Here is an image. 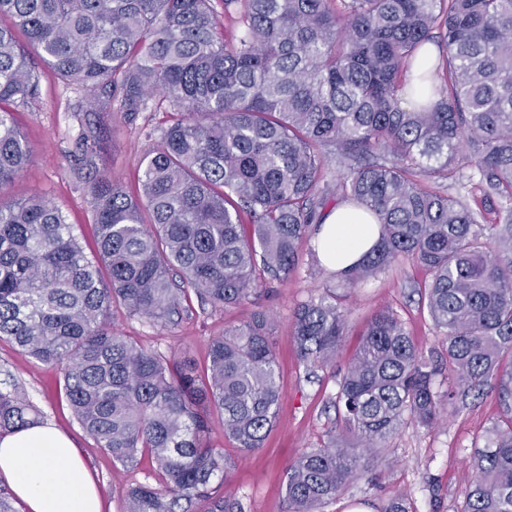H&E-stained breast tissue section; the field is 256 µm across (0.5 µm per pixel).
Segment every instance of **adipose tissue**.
<instances>
[{
  "instance_id": "adipose-tissue-1",
  "label": "adipose tissue",
  "mask_w": 512,
  "mask_h": 512,
  "mask_svg": "<svg viewBox=\"0 0 512 512\" xmlns=\"http://www.w3.org/2000/svg\"><path fill=\"white\" fill-rule=\"evenodd\" d=\"M379 238L376 219L352 205L327 213L316 240L332 271L357 261ZM0 479L28 512H102V502L71 440L56 427L34 424L0 437Z\"/></svg>"
}]
</instances>
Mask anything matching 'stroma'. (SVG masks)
I'll list each match as a JSON object with an SVG mask.
<instances>
[{"label":"stroma","instance_id":"stroma-1","mask_svg":"<svg viewBox=\"0 0 512 512\" xmlns=\"http://www.w3.org/2000/svg\"><path fill=\"white\" fill-rule=\"evenodd\" d=\"M21 48L39 84L37 96L15 108L32 157L21 176L0 190V196L21 199L38 193L50 198L72 224L85 251L94 253L96 229L86 190L68 167L83 119L81 95L57 80L43 63L39 49L26 42ZM168 118L163 111L143 112L131 123L120 112L98 113L106 139L103 164L113 181L127 191H137L142 163L159 144ZM420 183L423 188L461 197L483 214L486 223L497 217L494 202L484 199L475 184L430 177L421 178ZM312 246L309 240L299 242V265L294 274L287 281L272 283L269 292L256 300L221 311L204 312L195 306L169 327L129 315L117 303L108 316L114 329L143 350L175 354L199 369L207 362L212 339L222 335L225 326L244 324L259 311L273 317L281 401L276 425L263 448L248 454L238 452L224 437L220 415H209L208 441L223 449L231 463L229 485H215L213 492L218 497L231 495L241 512H285L289 465L305 451L326 446L330 428H343L342 413L334 404L337 383L377 310H393L426 355L437 359L446 353V341L437 335L422 301L421 290L431 276L414 259L403 257L377 277L347 289L342 306L346 334L335 364L324 368L300 364L291 328L293 312L299 304L337 287L333 271L313 260ZM1 372L12 375L42 421L53 424L75 443L101 494L103 512H123V487L140 482L158 484L151 458H143L140 466L124 468L113 463L111 455L84 431L66 400L58 370L2 340ZM500 416L498 394L489 390L480 398L449 406L443 421L432 430L411 425L401 428L380 455L362 456L359 476L345 485L335 501L325 504L322 512H351L356 506L381 512L388 500L401 495L409 500L413 512H459L470 482V456Z\"/></svg>","mask_w":512,"mask_h":512}]
</instances>
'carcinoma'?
Here are the masks:
<instances>
[{"instance_id":"carcinoma-1","label":"carcinoma","mask_w":512,"mask_h":512,"mask_svg":"<svg viewBox=\"0 0 512 512\" xmlns=\"http://www.w3.org/2000/svg\"><path fill=\"white\" fill-rule=\"evenodd\" d=\"M238 33L217 31L212 0H0V189L31 159L13 107L38 81L16 32L87 101L69 156L85 185L97 249L85 252L46 197L0 196V340L64 377L81 426L123 467L147 453L162 487L123 491V512H234L211 495L229 483L208 443L207 413L243 453L260 448L280 402L275 323L264 312L210 344L202 372L147 352L112 330L119 301L165 326L196 298L224 309L284 281L335 199L372 214L380 238L336 273L353 288L401 256L427 267L432 322L447 341L442 368L423 356L390 309L375 313L339 381L345 432L303 453L286 475L287 512H321L359 475L346 440L371 453L401 427L433 426L443 405L497 391L503 423L474 449L460 512H512V0H224ZM446 54L426 101L402 106L423 45ZM160 95L173 116L143 161L139 194L96 164L104 141L92 116L129 120ZM475 159L476 187L497 200L482 224L462 199L420 187L416 172L454 182ZM349 169L329 183L330 157ZM249 224H244L242 215ZM300 360H336L345 318L336 293L300 304L291 323ZM0 381V437L38 422Z\"/></svg>"}]
</instances>
